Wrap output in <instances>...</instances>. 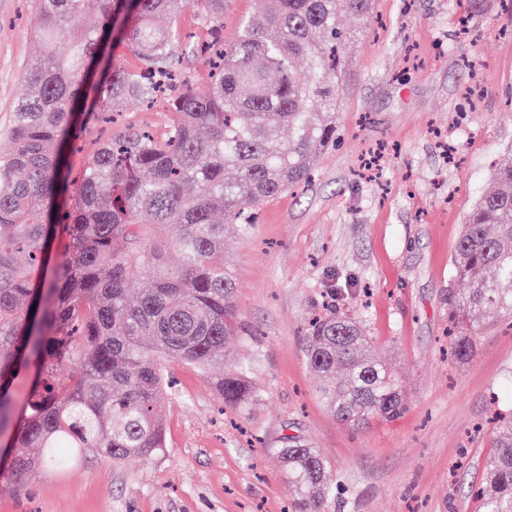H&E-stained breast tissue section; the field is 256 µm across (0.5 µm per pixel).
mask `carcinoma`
Returning a JSON list of instances; mask_svg holds the SVG:
<instances>
[{
	"instance_id": "cac0c4a2",
	"label": "carcinoma",
	"mask_w": 512,
	"mask_h": 512,
	"mask_svg": "<svg viewBox=\"0 0 512 512\" xmlns=\"http://www.w3.org/2000/svg\"><path fill=\"white\" fill-rule=\"evenodd\" d=\"M235 43L224 45V0H35L44 48L26 65L30 92L0 137V433L14 429L5 476L23 487L43 460L66 469L95 451L118 462H146L164 448L160 412L168 396L159 361L188 362L210 377L224 404L247 413L256 390L231 358L243 335L237 282L224 263V237L248 235L255 207L311 179L315 162L336 142L347 10L363 19L373 0H255ZM195 12L207 31L206 89L178 72L174 29L159 15ZM96 14V28L84 25ZM141 61L133 72L101 65L98 47L114 36ZM69 45L65 56L52 45ZM168 98L163 134L128 127L96 142L78 178L64 149L80 130L89 98L96 120L112 122L127 100ZM288 138H279L281 129ZM206 136H199L200 130ZM493 190L465 218L448 289V335L456 362L474 354L490 322L512 317V162L496 164ZM221 204L224 221L212 219ZM67 251L50 277L54 234ZM179 256L177 265L169 254ZM148 287L132 300L131 268ZM305 358L329 412L350 427L391 418L404 405L392 366L370 349L360 322L328 307L309 322ZM37 364L19 405L12 385ZM74 374L64 377L62 367ZM496 452L475 494L486 512H512V415L499 420ZM297 512H328L338 485L322 454L304 444L279 451Z\"/></svg>"
}]
</instances>
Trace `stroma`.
<instances>
[{
	"mask_svg": "<svg viewBox=\"0 0 512 512\" xmlns=\"http://www.w3.org/2000/svg\"><path fill=\"white\" fill-rule=\"evenodd\" d=\"M353 35L340 139L310 184L263 205L224 260L250 368L248 413L225 407L193 365L173 383L153 460L41 463L23 488L0 479V512H291L278 452L317 448L341 487L331 512H484L472 492L512 413V320L484 329L468 361L448 351L451 258L466 213L512 158V17L500 0H375ZM31 0H0V127L28 92L40 50ZM361 320L398 372L406 408L351 429L324 407L304 355L323 300Z\"/></svg>",
	"mask_w": 512,
	"mask_h": 512,
	"instance_id": "obj_1",
	"label": "stroma"
}]
</instances>
